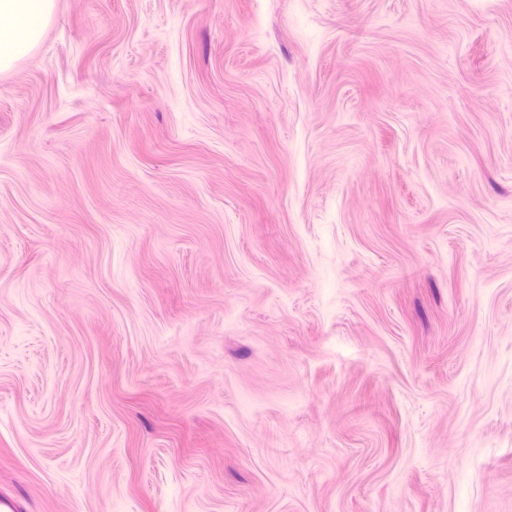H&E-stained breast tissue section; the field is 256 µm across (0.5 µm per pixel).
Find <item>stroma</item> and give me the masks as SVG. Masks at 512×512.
<instances>
[{
	"instance_id": "35a3bbf8",
	"label": "stroma",
	"mask_w": 512,
	"mask_h": 512,
	"mask_svg": "<svg viewBox=\"0 0 512 512\" xmlns=\"http://www.w3.org/2000/svg\"><path fill=\"white\" fill-rule=\"evenodd\" d=\"M0 497L512 512V0H55L0 76Z\"/></svg>"
}]
</instances>
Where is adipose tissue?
Instances as JSON below:
<instances>
[{
  "mask_svg": "<svg viewBox=\"0 0 512 512\" xmlns=\"http://www.w3.org/2000/svg\"><path fill=\"white\" fill-rule=\"evenodd\" d=\"M53 7L54 0H0V74L37 46Z\"/></svg>",
  "mask_w": 512,
  "mask_h": 512,
  "instance_id": "1",
  "label": "adipose tissue"
}]
</instances>
